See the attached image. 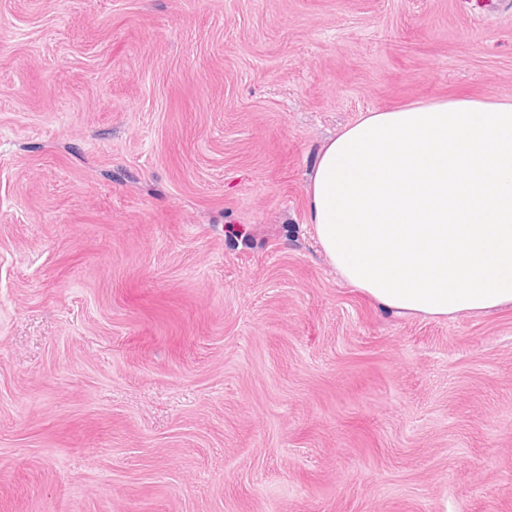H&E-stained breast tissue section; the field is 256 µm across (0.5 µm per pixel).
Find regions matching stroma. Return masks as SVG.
<instances>
[{
  "mask_svg": "<svg viewBox=\"0 0 512 512\" xmlns=\"http://www.w3.org/2000/svg\"><path fill=\"white\" fill-rule=\"evenodd\" d=\"M456 97L512 0H0V512H512V309L395 316L308 210Z\"/></svg>",
  "mask_w": 512,
  "mask_h": 512,
  "instance_id": "stroma-1",
  "label": "stroma"
}]
</instances>
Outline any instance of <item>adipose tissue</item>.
<instances>
[{
    "label": "adipose tissue",
    "instance_id": "1",
    "mask_svg": "<svg viewBox=\"0 0 512 512\" xmlns=\"http://www.w3.org/2000/svg\"><path fill=\"white\" fill-rule=\"evenodd\" d=\"M307 197L329 263L379 307L512 308V101L364 113L317 155Z\"/></svg>",
    "mask_w": 512,
    "mask_h": 512
}]
</instances>
